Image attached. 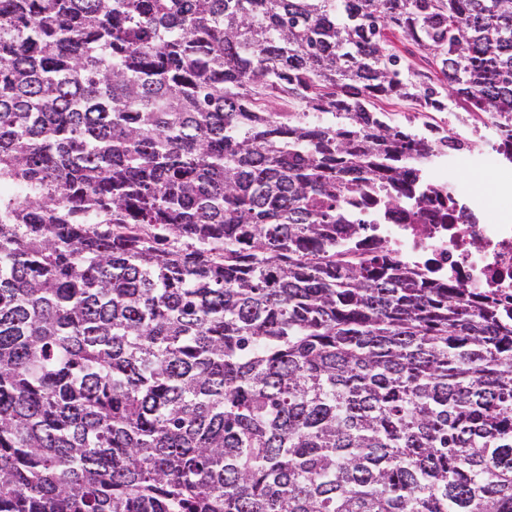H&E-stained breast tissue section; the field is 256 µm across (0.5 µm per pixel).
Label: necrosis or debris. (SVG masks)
Segmentation results:
<instances>
[{
	"label": "necrosis or debris",
	"instance_id": "obj_1",
	"mask_svg": "<svg viewBox=\"0 0 512 512\" xmlns=\"http://www.w3.org/2000/svg\"><path fill=\"white\" fill-rule=\"evenodd\" d=\"M449 126L470 142L471 155L483 157L487 168L498 172L499 192L512 196V163L503 156L512 149V121L503 127L484 112L473 118L459 112L422 111L408 119L413 133L437 135ZM454 196L473 213L475 223H435L442 205L434 201L428 206L427 223L416 224L402 204L374 225L361 240V249L384 248L432 280L461 279L476 293L512 295V224L488 222L490 202L479 193L458 189Z\"/></svg>",
	"mask_w": 512,
	"mask_h": 512
}]
</instances>
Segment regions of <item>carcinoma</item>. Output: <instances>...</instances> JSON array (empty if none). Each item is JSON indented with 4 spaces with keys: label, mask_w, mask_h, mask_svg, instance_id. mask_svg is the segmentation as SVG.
<instances>
[{
    "label": "carcinoma",
    "mask_w": 512,
    "mask_h": 512,
    "mask_svg": "<svg viewBox=\"0 0 512 512\" xmlns=\"http://www.w3.org/2000/svg\"><path fill=\"white\" fill-rule=\"evenodd\" d=\"M441 95L512 0H0V512H512L506 301L336 236Z\"/></svg>",
    "instance_id": "1"
}]
</instances>
